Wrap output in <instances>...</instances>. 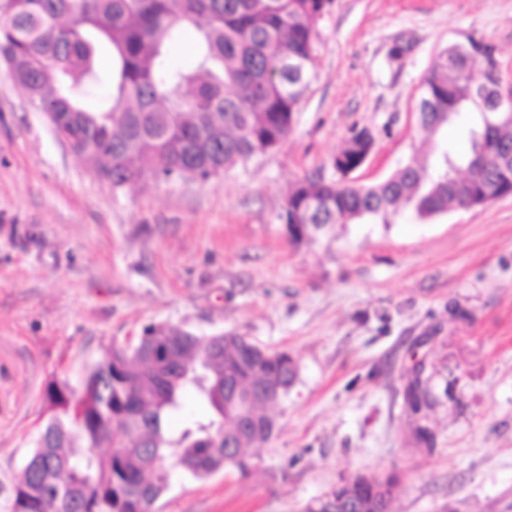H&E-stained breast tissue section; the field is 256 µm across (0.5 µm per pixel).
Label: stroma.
<instances>
[{
    "label": "stroma",
    "instance_id": "stroma-1",
    "mask_svg": "<svg viewBox=\"0 0 512 512\" xmlns=\"http://www.w3.org/2000/svg\"><path fill=\"white\" fill-rule=\"evenodd\" d=\"M316 69L276 149L208 181L113 191L0 71V472L17 470L53 377L77 380L150 323L236 332L299 378L248 473H174L158 512H301L357 474L398 478L392 512H512V195L426 220L337 225L293 245L279 215L352 132L376 184L423 143L422 82L476 39L512 91V0H335ZM428 391L415 444L405 390Z\"/></svg>",
    "mask_w": 512,
    "mask_h": 512
}]
</instances>
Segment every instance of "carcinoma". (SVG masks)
<instances>
[{
    "instance_id": "1",
    "label": "carcinoma",
    "mask_w": 512,
    "mask_h": 512,
    "mask_svg": "<svg viewBox=\"0 0 512 512\" xmlns=\"http://www.w3.org/2000/svg\"><path fill=\"white\" fill-rule=\"evenodd\" d=\"M335 0H0V68L51 116L73 147L95 157L115 191L150 180H208L277 148L296 122L316 64L319 21ZM195 32L194 61L170 50ZM474 53L451 45L424 78L419 124L431 156L412 158L386 180H347L362 132L346 140L332 174L291 186L279 219L301 244L337 224L388 223L402 209L428 219L512 191V104L489 127L474 103ZM110 94L101 95L103 86ZM477 114L469 150L441 146L461 112ZM298 366L284 351L235 332L197 335L148 324L111 342L81 375L47 382V417L18 471L0 479V512H156L180 470L194 479L248 470L245 449L267 443L269 403L285 395ZM212 411L178 433L167 426L183 392ZM417 439L429 408L420 379L406 387ZM179 449L174 456L169 448ZM391 475H356L309 500L302 512H389Z\"/></svg>"
}]
</instances>
